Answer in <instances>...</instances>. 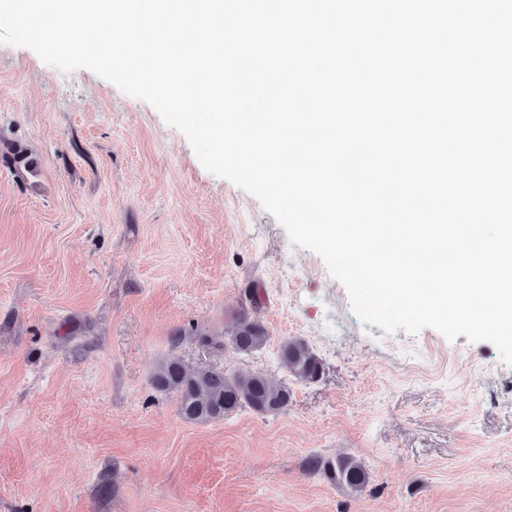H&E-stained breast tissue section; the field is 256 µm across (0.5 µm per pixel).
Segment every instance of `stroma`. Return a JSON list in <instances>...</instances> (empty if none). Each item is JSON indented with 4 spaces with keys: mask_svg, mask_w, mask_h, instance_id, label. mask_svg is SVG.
<instances>
[{
    "mask_svg": "<svg viewBox=\"0 0 512 512\" xmlns=\"http://www.w3.org/2000/svg\"><path fill=\"white\" fill-rule=\"evenodd\" d=\"M242 312L270 335L248 355L225 334ZM287 339L317 382L280 360ZM170 357L273 376L291 400L186 421L151 383ZM340 455L364 491L308 466ZM0 512H512V366L362 323L153 107L0 44ZM281 358L298 379L314 382L322 371L317 356L301 341L288 339L280 346Z\"/></svg>",
    "mask_w": 512,
    "mask_h": 512,
    "instance_id": "35a3bbf8",
    "label": "stroma"
}]
</instances>
